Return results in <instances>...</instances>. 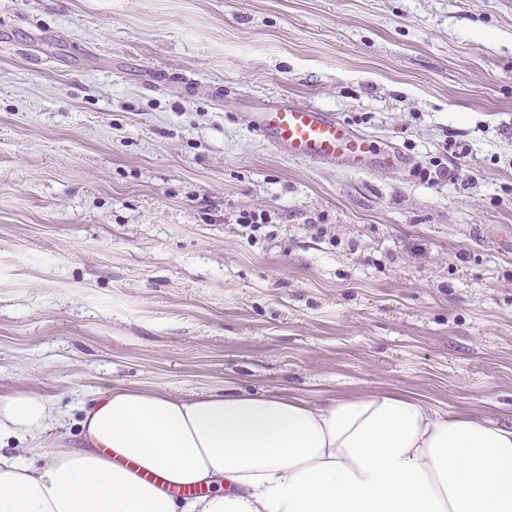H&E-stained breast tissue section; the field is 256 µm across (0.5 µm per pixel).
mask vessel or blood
I'll use <instances>...</instances> for the list:
<instances>
[{
  "label": "vessel or blood",
  "instance_id": "obj_1",
  "mask_svg": "<svg viewBox=\"0 0 512 512\" xmlns=\"http://www.w3.org/2000/svg\"><path fill=\"white\" fill-rule=\"evenodd\" d=\"M249 126L280 153L308 163L358 170L371 152L370 136L335 113L286 96L255 101Z\"/></svg>",
  "mask_w": 512,
  "mask_h": 512
}]
</instances>
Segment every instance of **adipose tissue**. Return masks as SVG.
I'll return each mask as SVG.
<instances>
[{"label": "adipose tissue", "mask_w": 512, "mask_h": 512, "mask_svg": "<svg viewBox=\"0 0 512 512\" xmlns=\"http://www.w3.org/2000/svg\"><path fill=\"white\" fill-rule=\"evenodd\" d=\"M56 402L0 396V512H512V425L402 393L183 396L106 384L83 448H43ZM197 487L184 499L148 481Z\"/></svg>", "instance_id": "ef3b65f1"}]
</instances>
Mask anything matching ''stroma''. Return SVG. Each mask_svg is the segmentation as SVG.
Returning a JSON list of instances; mask_svg holds the SVG:
<instances>
[{
  "label": "stroma",
  "instance_id": "obj_1",
  "mask_svg": "<svg viewBox=\"0 0 512 512\" xmlns=\"http://www.w3.org/2000/svg\"><path fill=\"white\" fill-rule=\"evenodd\" d=\"M277 94L409 167L279 153ZM228 378L512 424V0H0V395L77 448L106 383Z\"/></svg>",
  "mask_w": 512,
  "mask_h": 512
}]
</instances>
